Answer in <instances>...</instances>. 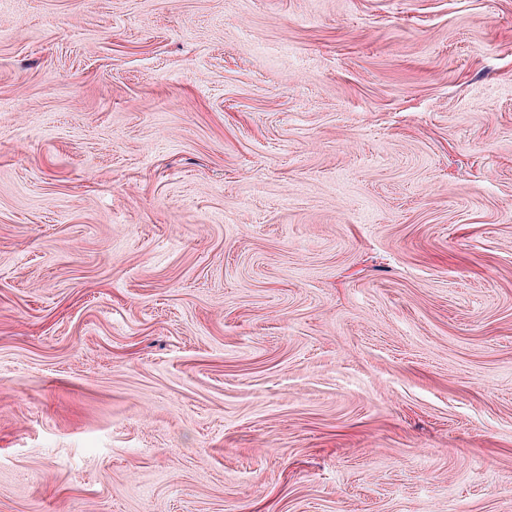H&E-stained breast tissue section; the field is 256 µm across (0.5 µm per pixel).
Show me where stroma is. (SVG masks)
Segmentation results:
<instances>
[{
    "instance_id": "35a3bbf8",
    "label": "stroma",
    "mask_w": 512,
    "mask_h": 512,
    "mask_svg": "<svg viewBox=\"0 0 512 512\" xmlns=\"http://www.w3.org/2000/svg\"><path fill=\"white\" fill-rule=\"evenodd\" d=\"M0 512H512V0H0Z\"/></svg>"
}]
</instances>
